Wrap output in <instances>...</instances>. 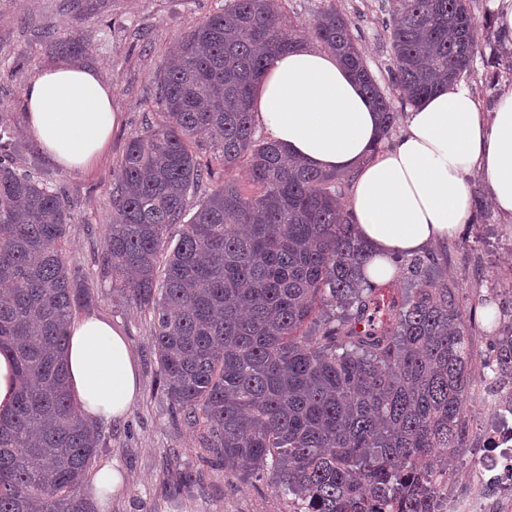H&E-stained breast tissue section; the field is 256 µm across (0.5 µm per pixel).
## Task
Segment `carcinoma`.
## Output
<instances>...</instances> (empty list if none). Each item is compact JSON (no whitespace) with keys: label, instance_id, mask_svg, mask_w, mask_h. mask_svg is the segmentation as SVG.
I'll list each match as a JSON object with an SVG mask.
<instances>
[{"label":"carcinoma","instance_id":"cac0c4a2","mask_svg":"<svg viewBox=\"0 0 512 512\" xmlns=\"http://www.w3.org/2000/svg\"><path fill=\"white\" fill-rule=\"evenodd\" d=\"M387 13L404 102L471 72L468 0H388ZM307 39L339 55L390 133L397 112L336 7L296 30L278 0H224L160 72V121L126 142L100 271L151 317L172 413L203 424L224 468L272 473L309 512H428V474L467 433V314L420 257L399 261L408 289L381 310L336 201L347 175L289 160L259 133L264 71ZM200 134L222 167L247 163L258 191L218 184L186 221L188 197L213 178L192 149ZM70 222L60 189L0 156V354L18 378L0 416V512H96L83 483L102 438L80 417L63 357L88 297L66 263ZM481 304L498 325L490 357L512 382V308Z\"/></svg>","mask_w":512,"mask_h":512}]
</instances>
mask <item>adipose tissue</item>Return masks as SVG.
I'll return each mask as SVG.
<instances>
[{"instance_id": "adipose-tissue-1", "label": "adipose tissue", "mask_w": 512, "mask_h": 512, "mask_svg": "<svg viewBox=\"0 0 512 512\" xmlns=\"http://www.w3.org/2000/svg\"><path fill=\"white\" fill-rule=\"evenodd\" d=\"M27 133L56 166L80 172L105 150L119 114L112 87L89 63L56 62L24 84ZM257 122L290 157L353 174L347 213L369 255L371 282L399 274L472 220L469 179L512 220V90L482 112L464 80L406 109L405 129L381 147L382 119L339 58L309 44L279 54L260 80ZM64 357L71 391L94 427L122 419L140 396L137 360L105 315L73 319Z\"/></svg>"}]
</instances>
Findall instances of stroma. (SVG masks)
<instances>
[{
  "instance_id": "1",
  "label": "stroma",
  "mask_w": 512,
  "mask_h": 512,
  "mask_svg": "<svg viewBox=\"0 0 512 512\" xmlns=\"http://www.w3.org/2000/svg\"><path fill=\"white\" fill-rule=\"evenodd\" d=\"M386 0H282L281 9L296 27L335 5L381 90L394 107L402 95L391 79L389 33L382 20ZM224 0H0V130L19 170L48 180L71 204L66 260L88 289L84 313L111 318L126 335L139 368L141 395L122 420L102 428L106 446L99 462L112 463L124 476L122 489L98 503V512H288L289 495L267 475H241L224 469L203 448V426L177 420L159 385L150 317L112 288L98 265L112 220V184L131 135L158 119L157 77L180 39ZM82 46L79 61L96 63L112 85V105L121 114L107 150L86 171L53 165L24 131L22 91L39 67L61 59L62 43ZM473 220L436 250V260L458 288L459 302L472 310L468 349L475 380L466 409L469 425L490 418L483 399L482 363L489 353L490 327L477 306L496 296L512 305V222L496 213L479 177L470 181ZM192 472L195 483L177 490L178 474Z\"/></svg>"
}]
</instances>
